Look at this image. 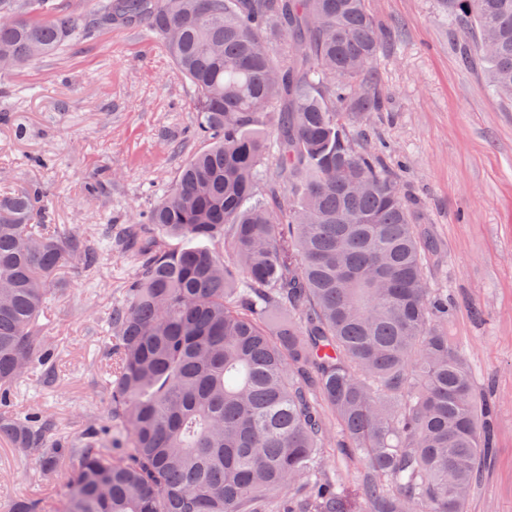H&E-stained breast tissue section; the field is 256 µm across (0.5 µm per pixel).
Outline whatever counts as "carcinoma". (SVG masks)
<instances>
[{
	"instance_id": "cac0c4a2",
	"label": "carcinoma",
	"mask_w": 512,
	"mask_h": 512,
	"mask_svg": "<svg viewBox=\"0 0 512 512\" xmlns=\"http://www.w3.org/2000/svg\"><path fill=\"white\" fill-rule=\"evenodd\" d=\"M439 2L512 101V0ZM112 25L145 26L192 84L203 147L95 242L49 223L39 184L0 198V440L46 472L81 449L60 512H466L493 409L427 279L440 246L358 135L385 110L368 0H102L83 18L0 0V65ZM114 245L136 272L109 318L112 436L47 448V420L9 407L54 377L57 276ZM329 448L364 463L359 502Z\"/></svg>"
}]
</instances>
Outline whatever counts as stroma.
I'll use <instances>...</instances> for the list:
<instances>
[{
    "mask_svg": "<svg viewBox=\"0 0 512 512\" xmlns=\"http://www.w3.org/2000/svg\"><path fill=\"white\" fill-rule=\"evenodd\" d=\"M382 39L374 70L387 111L370 135L421 224L441 242L430 270L448 291L451 335L497 406L496 446L468 512H512V104L480 62H463V36L438 0H370ZM195 91L141 27L92 33L15 71H0V195L40 184L52 223L94 240L104 225L153 208L196 151L184 136ZM132 274L113 252L95 282L79 267L55 285L45 317L56 383L23 382L14 414L41 413L77 438L103 429L111 396L103 368L108 316ZM79 464L49 475L27 449L0 442V502L66 497Z\"/></svg>",
    "mask_w": 512,
    "mask_h": 512,
    "instance_id": "1",
    "label": "stroma"
}]
</instances>
